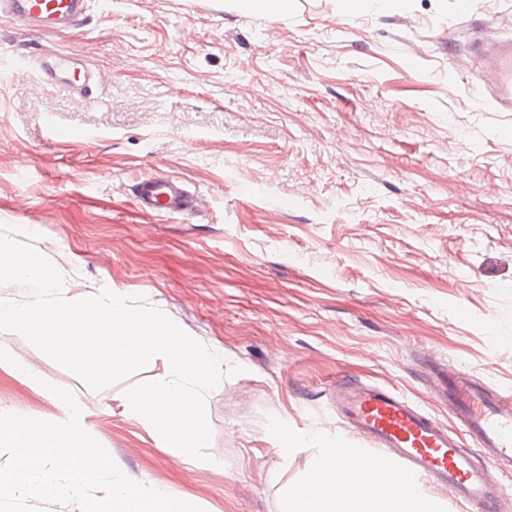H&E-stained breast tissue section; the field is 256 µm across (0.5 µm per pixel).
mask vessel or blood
<instances>
[{
  "instance_id": "b4317fda",
  "label": "vessel or blood",
  "mask_w": 512,
  "mask_h": 512,
  "mask_svg": "<svg viewBox=\"0 0 512 512\" xmlns=\"http://www.w3.org/2000/svg\"><path fill=\"white\" fill-rule=\"evenodd\" d=\"M88 0H0V18L29 35L58 32L81 24ZM473 57L479 79L494 94L499 111L512 112V39L475 38ZM43 80L91 97L102 87L100 72L67 53L43 65ZM140 209L158 215L196 210L198 197L180 180L150 176L136 185ZM455 416L481 448L477 461L453 438L446 425L395 391L377 385L336 384V402L351 427L386 451L388 462L436 488L448 490L474 512H499L501 496L488 463L512 462V392L494 391L466 376L447 390Z\"/></svg>"
}]
</instances>
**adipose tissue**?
Returning <instances> with one entry per match:
<instances>
[{"label":"adipose tissue","instance_id":"ef3b65f1","mask_svg":"<svg viewBox=\"0 0 512 512\" xmlns=\"http://www.w3.org/2000/svg\"><path fill=\"white\" fill-rule=\"evenodd\" d=\"M283 512H432L416 479L394 464L369 465L353 448L323 446Z\"/></svg>","mask_w":512,"mask_h":512}]
</instances>
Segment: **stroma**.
Segmentation results:
<instances>
[{
    "label": "stroma",
    "instance_id": "obj_1",
    "mask_svg": "<svg viewBox=\"0 0 512 512\" xmlns=\"http://www.w3.org/2000/svg\"><path fill=\"white\" fill-rule=\"evenodd\" d=\"M86 21L28 36L0 20V224L70 284L142 297L224 356L202 466L125 412L158 358L91 390L0 330V412L54 421L79 394L132 480L204 512H280L322 436L383 450L336 405L338 379L393 389L477 452L444 395L460 371L512 391V112L476 89L479 35L512 36V0H409L349 14L292 0H90ZM71 52L110 81L97 102L12 74L17 53ZM185 181V215L139 209L136 182ZM35 363L44 388L20 368ZM306 435L282 456L279 423ZM243 10L249 14L263 12L267 15H281L288 12L292 0H239Z\"/></svg>",
    "mask_w": 512,
    "mask_h": 512
}]
</instances>
